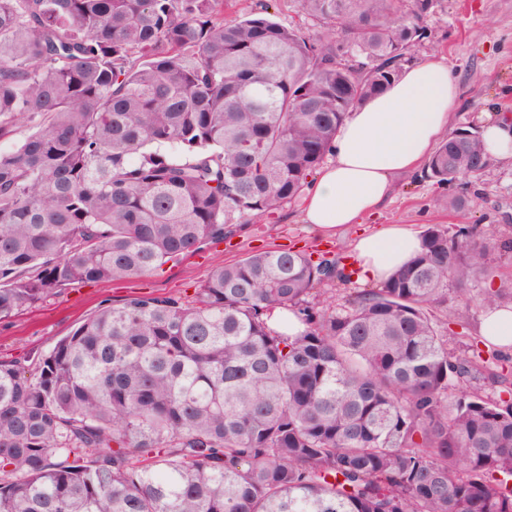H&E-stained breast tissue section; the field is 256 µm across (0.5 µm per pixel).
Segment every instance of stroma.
Listing matches in <instances>:
<instances>
[{
  "mask_svg": "<svg viewBox=\"0 0 512 512\" xmlns=\"http://www.w3.org/2000/svg\"><path fill=\"white\" fill-rule=\"evenodd\" d=\"M445 57L461 91L453 129L481 126L487 115H512V0H440L428 36L415 49V60ZM436 184L421 176L399 178L377 224H408L423 231L429 224H477L496 227L501 239H512V165L492 161L469 189L468 209L448 214L438 204ZM272 248L348 254L347 239H325L301 219L299 202L284 205L272 216H254L236 235L163 270L126 284L77 286L26 306L0 322V359L13 360L50 351L103 303H121L131 295L193 297L195 287L212 269L247 254ZM483 309L448 301L452 322L448 346L462 351L473 340Z\"/></svg>",
  "mask_w": 512,
  "mask_h": 512,
  "instance_id": "obj_1",
  "label": "stroma"
}]
</instances>
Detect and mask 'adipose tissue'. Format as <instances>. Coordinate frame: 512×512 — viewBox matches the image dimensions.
<instances>
[{"label":"adipose tissue","mask_w":512,"mask_h":512,"mask_svg":"<svg viewBox=\"0 0 512 512\" xmlns=\"http://www.w3.org/2000/svg\"><path fill=\"white\" fill-rule=\"evenodd\" d=\"M459 94L442 58L405 67L384 93L348 113L330 162L306 189L303 220L313 231L337 238L358 225L349 247L361 281L382 282L420 253L422 240L410 225L367 230L363 224L390 197L398 177L425 167L451 128Z\"/></svg>","instance_id":"ef3b65f1"}]
</instances>
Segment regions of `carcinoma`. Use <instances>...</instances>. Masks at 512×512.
Segmentation results:
<instances>
[{"instance_id":"cac0c4a2","label":"carcinoma","mask_w":512,"mask_h":512,"mask_svg":"<svg viewBox=\"0 0 512 512\" xmlns=\"http://www.w3.org/2000/svg\"><path fill=\"white\" fill-rule=\"evenodd\" d=\"M0 0V321L123 282L299 199L348 112L413 61L438 0ZM174 147L176 157L161 151ZM482 134L424 178L488 168ZM422 251L336 298L344 257L271 249L190 301L132 296L47 353L0 361V512H512V388L448 351L494 232L429 224ZM293 312L303 328L269 326Z\"/></svg>"}]
</instances>
